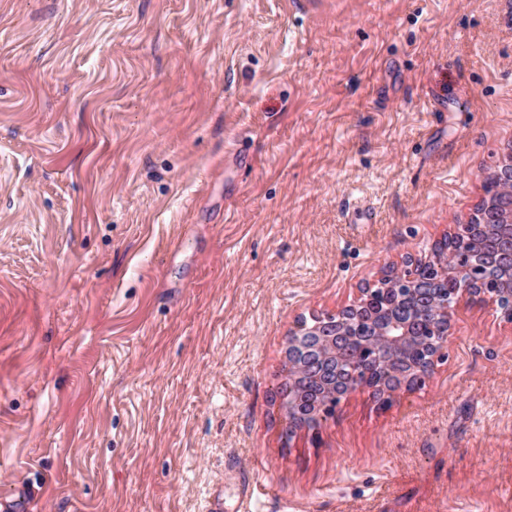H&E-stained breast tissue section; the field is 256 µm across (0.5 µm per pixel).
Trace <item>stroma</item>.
<instances>
[{
    "instance_id": "1",
    "label": "stroma",
    "mask_w": 512,
    "mask_h": 512,
    "mask_svg": "<svg viewBox=\"0 0 512 512\" xmlns=\"http://www.w3.org/2000/svg\"><path fill=\"white\" fill-rule=\"evenodd\" d=\"M512 146V0H0V504L512 512V323L292 429L297 321Z\"/></svg>"
}]
</instances>
